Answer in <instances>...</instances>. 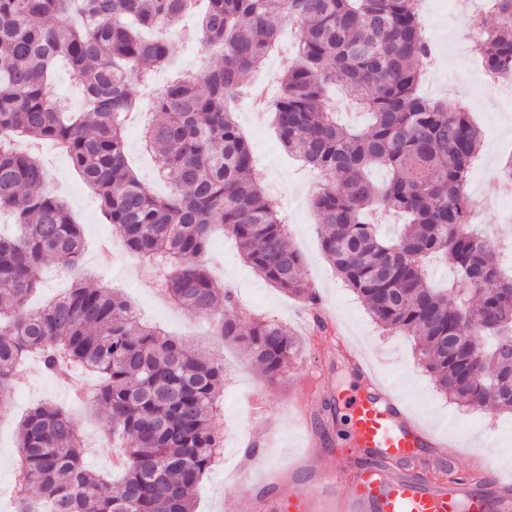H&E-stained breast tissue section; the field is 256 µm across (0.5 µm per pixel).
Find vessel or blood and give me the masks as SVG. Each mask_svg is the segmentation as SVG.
<instances>
[{
    "instance_id": "1",
    "label": "vessel or blood",
    "mask_w": 512,
    "mask_h": 512,
    "mask_svg": "<svg viewBox=\"0 0 512 512\" xmlns=\"http://www.w3.org/2000/svg\"><path fill=\"white\" fill-rule=\"evenodd\" d=\"M355 364L365 391L342 405L366 461L295 486L284 512H512L511 483L483 491L462 474L437 480L422 471V464L449 458V439L415 418L363 357Z\"/></svg>"
}]
</instances>
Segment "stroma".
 <instances>
[{"mask_svg":"<svg viewBox=\"0 0 512 512\" xmlns=\"http://www.w3.org/2000/svg\"><path fill=\"white\" fill-rule=\"evenodd\" d=\"M423 30L443 55L441 65L427 71L422 96L434 101L460 97L469 100L482 133V147L469 173L474 192L493 182L499 162L512 153V103L474 87L471 72L481 66L477 48L469 47L462 15L452 0H426ZM238 124L258 159L256 177L277 195L289 217V242L305 259L306 280L319 297V310L332 314L335 327L323 332L314 326L304 304L263 281L241 257L230 236H216L207 266L222 282L235 288L244 322L270 317L294 333L304 344L301 360L278 385H268L245 354L224 345L212 334L208 319L191 317L163 302L155 284L138 273L139 261L115 243L109 258H100L96 241L110 226L100 204L65 156L46 154L47 187L69 203L84 231L83 256L96 264V281L112 286L133 305L141 323L163 329L191 345L204 344L224 361L222 409L216 430L225 454L204 479L196 497V512H278L289 483L318 470L332 469L351 452V431L344 410L336 405L340 392L354 393L359 379L350 354L362 347L378 374L393 385L416 417L436 433L452 435L459 446L451 465L466 470L470 453L484 456L491 469L512 478V413L471 409L440 392L418 365L414 341L387 336L372 320L356 294L337 276L319 248V220L312 208L309 186L312 171L283 148L267 112L240 105ZM143 128L126 129V145L138 179L156 192H166L154 158L142 150ZM25 385L0 396V512H11L16 492V434L27 410L42 402L64 406L55 379L29 363ZM106 417L103 405L91 402L72 420L83 440L85 466L108 471L112 451L95 435ZM250 463L256 492L228 496L229 472Z\"/></svg>","mask_w":512,"mask_h":512,"instance_id":"obj_1","label":"stroma"}]
</instances>
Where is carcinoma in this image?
I'll list each match as a JSON object with an SVG mask.
<instances>
[{"mask_svg": "<svg viewBox=\"0 0 512 512\" xmlns=\"http://www.w3.org/2000/svg\"><path fill=\"white\" fill-rule=\"evenodd\" d=\"M192 0H0V212L16 231L0 234V394L18 385L28 361L64 382L97 379L108 407L121 481L83 467V442L64 409L31 408L18 427L14 512H194L203 477L221 445L215 420L224 363L136 319L102 284L76 282L31 310L36 270L49 260L76 267L83 231L65 198L44 190L40 156L19 147L50 142L96 192L117 237L146 265L158 291L185 312L214 318L215 335L238 346L270 384L302 355L301 341L259 318L244 328L234 292L209 273L212 235L229 232L266 283L316 308L302 255L287 242L288 216L254 177L255 161L235 119V98L279 36L297 26L298 61L270 106L284 149L319 176L312 205L319 243L343 283L375 322L411 336L418 364L446 395L472 408L512 413V275L499 251L469 223V170L482 131L459 102L419 95L434 47L419 0H205L202 31L219 62L166 85L145 130L169 184L164 196L130 167L120 117L138 108L129 92L147 84L171 54L145 29L175 30ZM498 19L480 27L483 66L512 76V0H490ZM66 61L84 103L66 111L49 78ZM337 86L372 117L356 132L339 125L327 91ZM384 168L383 187L370 178ZM408 216L388 239L376 223ZM439 255L457 281H427Z\"/></svg>", "mask_w": 512, "mask_h": 512, "instance_id": "carcinoma-1", "label": "carcinoma"}]
</instances>
